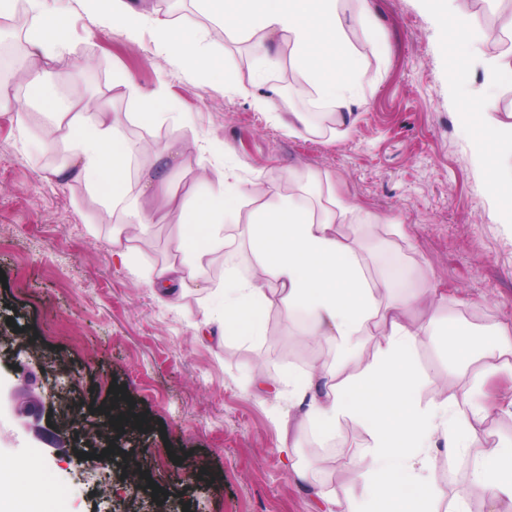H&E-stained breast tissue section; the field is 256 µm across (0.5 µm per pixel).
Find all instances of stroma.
Masks as SVG:
<instances>
[{"label":"stroma","instance_id":"1","mask_svg":"<svg viewBox=\"0 0 512 512\" xmlns=\"http://www.w3.org/2000/svg\"><path fill=\"white\" fill-rule=\"evenodd\" d=\"M364 6L383 43L374 47L360 28L348 29L365 78L362 101L338 138L335 116L314 95H285L275 111H258L224 82L161 58L151 32L133 41L95 22L84 0L46 2L66 31L52 67L81 72L68 88L70 102L163 113L155 124H129L130 137L150 146L135 168L172 180L179 199L206 194L196 172L222 164L251 191L273 187L312 208L317 193H301L295 176L326 175L352 205L394 218L391 226L339 231L363 241L370 282L403 271L407 285L391 297L431 286L447 294L448 305L431 310V340L415 354L414 394L426 404L473 385L486 413L473 422L478 446L452 459L435 455L431 481L442 495L433 507L444 512L459 496L467 512H490L489 499L469 496L468 485L475 458L512 448V375L491 370L488 357L463 364L456 345L494 346L495 326L512 323V224L502 223L463 130L466 99L451 86L445 24L425 0L338 2L349 19ZM202 25L223 45L227 70L249 85L248 42L210 20ZM120 73L133 78L139 96L116 86ZM12 100L0 110V464L14 468L19 482L35 472L54 488L50 512H320L317 490L342 500L355 495L371 444L362 422L342 419L329 434L288 422L298 409L284 378L314 353L335 362L333 343H308L304 324L277 300L261 335L197 337L209 289L227 275L253 273L246 232L255 203L227 197L236 218L224 225L223 248L176 303L159 304L146 279L166 265L175 225H152L146 264L116 262V250H138V242L113 234L84 182L50 175L55 161L40 148L41 122L20 130L23 89ZM315 108L316 136L288 135L274 119L278 111ZM171 145L183 151L181 168L162 157ZM114 387L143 426L122 430L123 447L106 454L91 435L110 427ZM39 403L51 404V416L29 415ZM298 470L306 482H294ZM155 484L163 490L157 502Z\"/></svg>","mask_w":512,"mask_h":512}]
</instances>
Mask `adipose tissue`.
Instances as JSON below:
<instances>
[{
	"label": "adipose tissue",
	"instance_id": "ef3b65f1",
	"mask_svg": "<svg viewBox=\"0 0 512 512\" xmlns=\"http://www.w3.org/2000/svg\"><path fill=\"white\" fill-rule=\"evenodd\" d=\"M338 0H197L201 14L234 38L254 41L253 85L256 107L270 109L279 91L268 76L279 66L281 41L293 45V63L306 84L337 117L351 113L359 103L362 72L355 63L347 36L348 22L337 10ZM445 21L448 52L457 75L477 62L481 42L493 34L469 12L465 0H429ZM35 17L27 31L30 50L19 68L20 81L36 106L35 112L15 113L19 128H27L40 114L51 129L48 149L64 148L59 170L86 181L106 215H119L121 231L147 240L153 224H173L179 230L175 258L150 286L159 302H168L177 284L194 277L203 261L223 245L222 231L229 215L227 196L243 195V185L233 171L201 173L208 183L205 196L180 203L162 182L133 179V158L144 152L142 143L127 139L128 115L98 105L92 112L65 109L66 82L55 81L47 65L62 48V20L49 16L41 0H26ZM92 16L122 25L130 35L151 29L158 54L198 72L203 79L222 78L220 59L207 67L203 36L193 22H177L158 12L138 9L134 0H87ZM495 106L494 96L475 92L464 109L466 124L477 137L478 160L507 221L512 222V166H503L497 136L486 116ZM381 216L359 211L354 205L329 197L327 206L311 211L294 198L272 195L255 211L249 227V244L258 264L249 278L227 277L214 289L215 313L225 331L245 324L259 335L260 315L270 295H279L286 313L305 308L311 316L309 333L336 344L343 365L359 362L362 338L375 333L377 342L370 363L358 376L343 379L341 367L308 364L302 376H289L288 385L303 408L297 427L314 424L331 433L346 417L361 419L372 445L371 464L360 476V492L348 512H430L425 473L433 448L455 457L468 447L470 416L481 407L470 396L451 402L435 400L421 406L414 396L417 371L414 355L427 341L423 323L429 305L437 301L431 287L410 292L404 299L383 301L391 280L370 283L363 269V245L338 231L342 224L381 223ZM360 363V362H359ZM16 475L0 466V512H46L52 490L29 497L15 491ZM470 492L492 499L512 512V449L495 450L474 464Z\"/></svg>",
	"mask_w": 512,
	"mask_h": 512
}]
</instances>
